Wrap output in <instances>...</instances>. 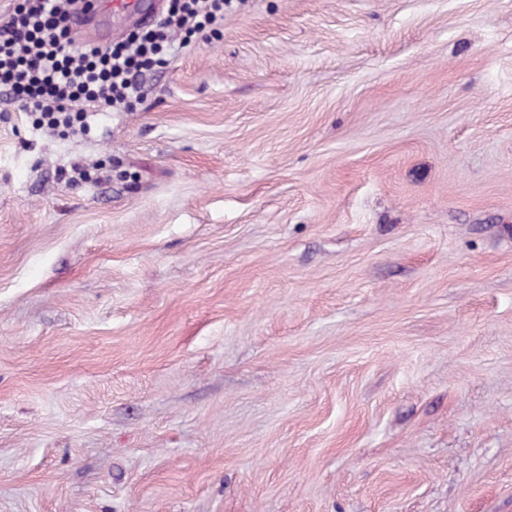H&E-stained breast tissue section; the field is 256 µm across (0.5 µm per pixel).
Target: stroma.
Here are the masks:
<instances>
[{"mask_svg": "<svg viewBox=\"0 0 512 512\" xmlns=\"http://www.w3.org/2000/svg\"><path fill=\"white\" fill-rule=\"evenodd\" d=\"M0 512H512V0H227L86 136L0 95Z\"/></svg>", "mask_w": 512, "mask_h": 512, "instance_id": "1", "label": "stroma"}]
</instances>
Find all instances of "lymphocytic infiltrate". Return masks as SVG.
<instances>
[{"mask_svg": "<svg viewBox=\"0 0 512 512\" xmlns=\"http://www.w3.org/2000/svg\"><path fill=\"white\" fill-rule=\"evenodd\" d=\"M83 0H14L0 20V94L54 129L87 131L100 112L144 95L146 72L166 67L188 37L224 17V0H169L154 28L116 45H80L65 25Z\"/></svg>", "mask_w": 512, "mask_h": 512, "instance_id": "1", "label": "lymphocytic infiltrate"}]
</instances>
